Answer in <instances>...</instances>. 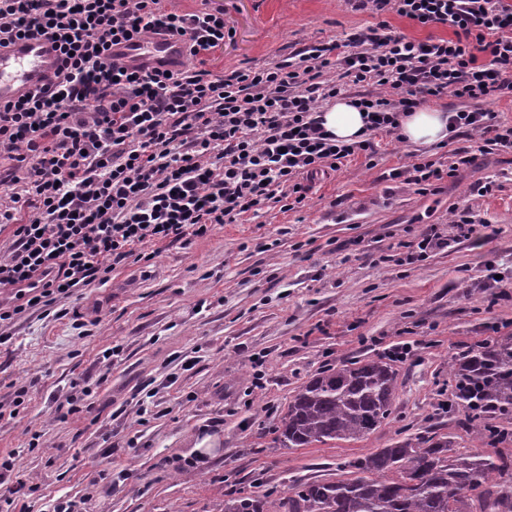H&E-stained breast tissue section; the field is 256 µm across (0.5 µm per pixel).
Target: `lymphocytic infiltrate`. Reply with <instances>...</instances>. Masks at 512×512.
<instances>
[{"label": "lymphocytic infiltrate", "instance_id": "f902f5d3", "mask_svg": "<svg viewBox=\"0 0 512 512\" xmlns=\"http://www.w3.org/2000/svg\"><path fill=\"white\" fill-rule=\"evenodd\" d=\"M452 37L417 40L380 22L303 48L265 68L216 76L208 61L230 32L223 9L176 13L165 0H0V45L42 34L65 58L55 83L0 106V225L12 244L0 254V326L27 311L57 312L76 291L145 260V245L205 236L275 197L288 209L307 197L303 176L375 153L401 113L452 94L474 101L512 98V0H352ZM168 33L184 37L194 69L132 68L115 45ZM335 70L338 80L324 79ZM356 95L367 132L336 141L323 104ZM448 127L512 151V126L493 113L452 109ZM473 161L456 151L447 167L425 160L406 181L436 190ZM28 210L26 220L18 211Z\"/></svg>", "mask_w": 512, "mask_h": 512}]
</instances>
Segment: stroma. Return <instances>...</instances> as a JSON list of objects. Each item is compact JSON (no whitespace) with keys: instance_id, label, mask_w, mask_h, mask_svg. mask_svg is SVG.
I'll list each match as a JSON object with an SVG mask.
<instances>
[{"instance_id":"35a3bbf8","label":"stroma","mask_w":512,"mask_h":512,"mask_svg":"<svg viewBox=\"0 0 512 512\" xmlns=\"http://www.w3.org/2000/svg\"><path fill=\"white\" fill-rule=\"evenodd\" d=\"M192 13L220 8L234 36L208 62L222 76L343 39L387 21L416 39L451 37L348 0H168ZM318 174L304 207L268 203L187 243L151 244L150 261L118 267L75 293L63 318L38 311L5 327L0 345V458L15 466L0 512H53L91 497L99 512H224V496L280 494L339 478L341 465L428 431L482 451L462 411L441 409L448 362L512 336V152H478L452 135L416 147L379 135ZM474 163L419 195L393 170L453 151ZM491 183L490 192L479 187ZM495 228L461 236L456 209ZM435 226L444 244L412 264L398 242ZM395 362L393 413L367 439L285 449L275 427L295 391L344 361ZM22 405H15L18 391ZM75 402L76 412L61 413ZM125 471L127 478L113 484Z\"/></svg>"}]
</instances>
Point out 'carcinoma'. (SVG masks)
I'll list each match as a JSON object with an SVG mask.
<instances>
[{
    "instance_id": "obj_1",
    "label": "carcinoma",
    "mask_w": 512,
    "mask_h": 512,
    "mask_svg": "<svg viewBox=\"0 0 512 512\" xmlns=\"http://www.w3.org/2000/svg\"><path fill=\"white\" fill-rule=\"evenodd\" d=\"M448 379L473 438L495 455L462 453L437 432L350 461L352 477L287 487L285 495L229 496L224 512H512V336L452 358ZM397 373L382 358L342 362L301 385L276 429L282 448L367 438L391 416Z\"/></svg>"
}]
</instances>
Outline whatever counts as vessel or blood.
<instances>
[{"instance_id": "vessel-or-blood-1", "label": "vessel or blood", "mask_w": 512, "mask_h": 512, "mask_svg": "<svg viewBox=\"0 0 512 512\" xmlns=\"http://www.w3.org/2000/svg\"><path fill=\"white\" fill-rule=\"evenodd\" d=\"M127 64L173 69L185 61L181 41L150 38L126 42L119 49ZM63 55L51 39L33 35L0 47V104L16 103L28 93L55 82Z\"/></svg>"}]
</instances>
